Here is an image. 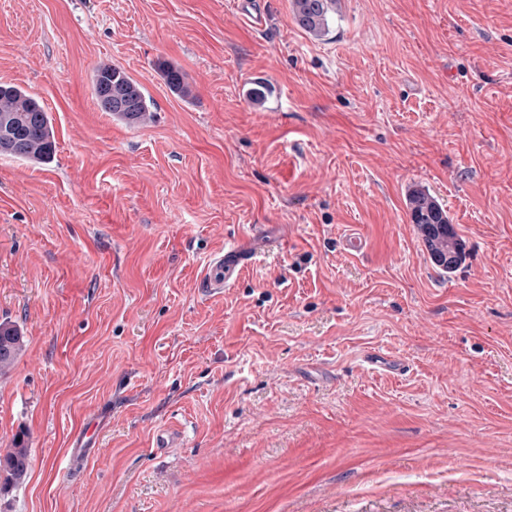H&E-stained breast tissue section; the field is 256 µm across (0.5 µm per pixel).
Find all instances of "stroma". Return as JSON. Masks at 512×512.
Masks as SVG:
<instances>
[{"mask_svg":"<svg viewBox=\"0 0 512 512\" xmlns=\"http://www.w3.org/2000/svg\"><path fill=\"white\" fill-rule=\"evenodd\" d=\"M256 2L261 28L234 0H0V84L55 139L0 155V451L31 455L0 512H512V0H338L320 40ZM102 63L151 121L99 109ZM229 239L268 259L206 293ZM157 70L173 92L184 97L191 94L190 86L186 83L184 74L174 65L166 61H160L157 64ZM407 208L410 222L422 233L432 262L445 272L455 270L463 261V251L455 239L448 211L425 188L409 192ZM22 342L23 336L17 328L8 323H0V373L13 362Z\"/></svg>","mask_w":512,"mask_h":512,"instance_id":"stroma-1","label":"stroma"}]
</instances>
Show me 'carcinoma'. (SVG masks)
<instances>
[{
  "label": "carcinoma",
  "mask_w": 512,
  "mask_h": 512,
  "mask_svg": "<svg viewBox=\"0 0 512 512\" xmlns=\"http://www.w3.org/2000/svg\"><path fill=\"white\" fill-rule=\"evenodd\" d=\"M290 5L297 25L310 36L320 39L328 33L336 0H290ZM157 70L173 92L184 97L191 94L184 74L174 65L160 61ZM93 90L101 111L129 125H139L151 117L143 86L117 66L99 65ZM54 149L51 120L39 99L16 85L0 84V155L42 164L51 159ZM407 208L410 223L422 233L432 262L445 272L455 270L463 261V251L448 211L425 188L409 192ZM22 342L17 328L0 323V372L13 362ZM29 467L25 440H12L11 448L0 455V471L7 474V480L18 482L25 479Z\"/></svg>",
  "instance_id": "obj_1"
}]
</instances>
